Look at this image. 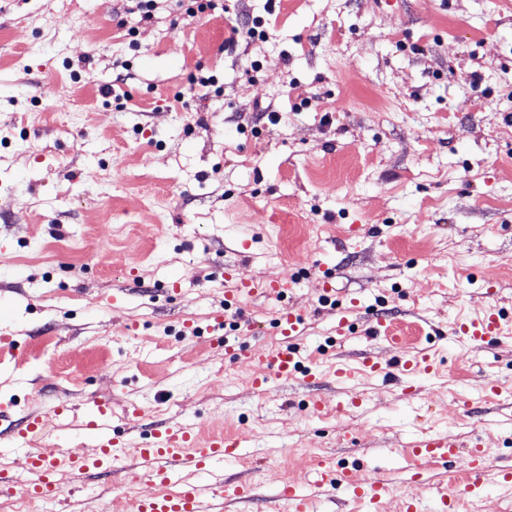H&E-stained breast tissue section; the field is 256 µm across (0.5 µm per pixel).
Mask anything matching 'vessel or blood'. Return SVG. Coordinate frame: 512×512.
<instances>
[{
	"mask_svg": "<svg viewBox=\"0 0 512 512\" xmlns=\"http://www.w3.org/2000/svg\"><path fill=\"white\" fill-rule=\"evenodd\" d=\"M277 289V282L272 280L241 281L234 296L240 299ZM303 324L299 314L287 313L280 318L282 341L279 346L265 349L260 357L265 372L253 380L255 389L264 388L271 379H288L298 373L301 360L295 342L304 331ZM459 333L468 350L485 349L500 339L499 315L496 311H488L480 319L460 326ZM108 421L109 414L101 404L90 405L84 430L96 442L100 460L114 464L135 457L158 486L154 495L136 501L135 512H216V504L253 499L252 485L226 482L218 472L224 460L237 456L239 442L236 438L220 435L201 443L192 426L175 424L154 436L151 443L131 451L124 442L113 437ZM40 426V419H30L27 431L15 434L10 442L0 445V457L23 458L31 475L23 489L26 497L56 500L65 494L61 476L81 479L98 468L100 460L75 456L64 448L47 454L31 447L29 434ZM408 451L421 463L462 462L467 480L465 488L471 492L482 486L491 464L480 441L474 440L464 446L450 435L420 434L410 443ZM313 478L315 483L326 482L346 491L358 503L361 512H383L382 504L390 495L389 486L382 480L355 479L353 471L341 466L332 455L318 460L313 468ZM276 499L286 504L288 512H314L311 498L299 492L295 484H281Z\"/></svg>",
	"mask_w": 512,
	"mask_h": 512,
	"instance_id": "vessel-or-blood-1",
	"label": "vessel or blood"
}]
</instances>
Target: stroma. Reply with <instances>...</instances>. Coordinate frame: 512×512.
Masks as SVG:
<instances>
[{"label":"stroma","instance_id":"1","mask_svg":"<svg viewBox=\"0 0 512 512\" xmlns=\"http://www.w3.org/2000/svg\"><path fill=\"white\" fill-rule=\"evenodd\" d=\"M138 4L0 0V439L38 415L36 447L94 456L96 400L131 448L178 421L237 438L224 479L256 497L224 512H263L288 481L317 512H353L312 483L325 454L392 486L386 512H432V485L463 469L417 467L405 448L447 433L491 459L487 492L458 512H504L512 405L481 380L512 392V0H223L196 15L156 0L147 18ZM228 267L280 288L225 307ZM492 305L503 337L464 353L456 328ZM220 310L234 359L207 330ZM288 312L322 375L254 391L251 354ZM379 317L407 348L369 335ZM411 349L436 364L412 397L388 375L328 374ZM344 397L362 403L337 412ZM0 467L22 512H133L156 491L128 460L63 503L30 500L23 460Z\"/></svg>","mask_w":512,"mask_h":512}]
</instances>
